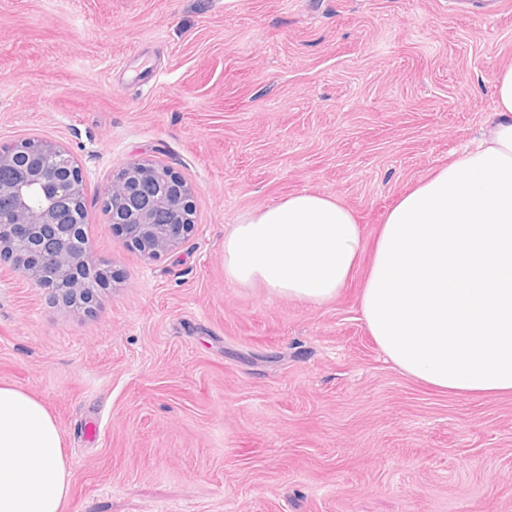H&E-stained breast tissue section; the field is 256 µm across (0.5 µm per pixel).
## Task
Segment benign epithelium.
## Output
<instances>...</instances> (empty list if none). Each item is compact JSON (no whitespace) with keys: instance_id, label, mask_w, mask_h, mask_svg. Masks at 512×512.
<instances>
[{"instance_id":"7a95c632","label":"benign epithelium","mask_w":512,"mask_h":512,"mask_svg":"<svg viewBox=\"0 0 512 512\" xmlns=\"http://www.w3.org/2000/svg\"><path fill=\"white\" fill-rule=\"evenodd\" d=\"M16 170L13 182L0 185V200L8 199V210L0 209V261L7 260L25 277L47 288L64 305H85L94 289L79 271L93 269L111 277L97 266L87 240L71 225L59 223L58 203L80 198L83 178L71 153L44 139L25 144H0V167ZM150 179L157 194L145 205H130L128 186ZM106 196L112 198V220L125 240L148 258H156L178 248L192 232L193 198L196 188L153 160L127 162L108 183ZM175 206L181 213L179 224H153L155 207Z\"/></svg>"}]
</instances>
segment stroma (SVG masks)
<instances>
[{"instance_id": "35a3bbf8", "label": "stroma", "mask_w": 512, "mask_h": 512, "mask_svg": "<svg viewBox=\"0 0 512 512\" xmlns=\"http://www.w3.org/2000/svg\"><path fill=\"white\" fill-rule=\"evenodd\" d=\"M0 0V144L65 147L110 269L85 307L0 261V384L55 417L63 512H512V394L400 372L361 285L388 208L493 116L512 0ZM196 185L195 228L146 259L104 189L135 158ZM309 191L358 216L333 301L243 288L224 233Z\"/></svg>"}]
</instances>
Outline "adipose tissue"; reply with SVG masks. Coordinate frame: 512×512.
Returning a JSON list of instances; mask_svg holds the SVG:
<instances>
[{
  "label": "adipose tissue",
  "mask_w": 512,
  "mask_h": 512,
  "mask_svg": "<svg viewBox=\"0 0 512 512\" xmlns=\"http://www.w3.org/2000/svg\"><path fill=\"white\" fill-rule=\"evenodd\" d=\"M482 139L388 210L361 289L374 340L403 373L457 395L512 393V65L492 78ZM361 234L339 200L299 192L224 237V272L321 305L358 267ZM70 463L54 416L0 385V512H62Z\"/></svg>",
  "instance_id": "adipose-tissue-1"
}]
</instances>
